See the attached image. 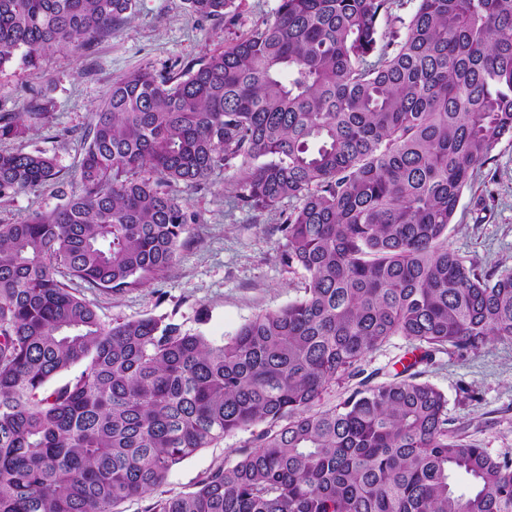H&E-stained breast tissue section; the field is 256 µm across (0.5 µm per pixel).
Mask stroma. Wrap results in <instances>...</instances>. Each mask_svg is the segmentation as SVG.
Masks as SVG:
<instances>
[{"mask_svg":"<svg viewBox=\"0 0 512 512\" xmlns=\"http://www.w3.org/2000/svg\"><path fill=\"white\" fill-rule=\"evenodd\" d=\"M278 0H234V23L202 21L185 0H137L135 14L86 52L67 49L39 57L20 56L0 67V109L23 111L31 91L41 92L47 116L30 124L19 146L54 156L59 176L76 190L74 172L82 157L81 133L113 80L129 71L156 70L200 60L243 32L271 20ZM493 161L474 176L457 206L448 245L478 258L483 270L512 269V140H500ZM235 166L218 168L200 190L173 186L194 214L175 263L160 277L111 294L79 288L101 320L167 317L208 340L222 342L258 313L300 298L305 274L282 265L284 241L274 226L292 201L271 211H253L235 199ZM61 202L56 184L0 200V224L23 221ZM423 379L448 399L450 426L492 454L512 457V342H491L463 356L437 354ZM251 434L240 431L201 449L174 469L161 486L176 495L194 491L213 468L232 463Z\"/></svg>","mask_w":512,"mask_h":512,"instance_id":"35a3bbf8","label":"stroma"}]
</instances>
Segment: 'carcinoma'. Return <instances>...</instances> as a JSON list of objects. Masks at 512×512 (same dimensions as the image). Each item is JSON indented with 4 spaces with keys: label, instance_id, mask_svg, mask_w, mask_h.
<instances>
[{
    "label": "carcinoma",
    "instance_id": "1",
    "mask_svg": "<svg viewBox=\"0 0 512 512\" xmlns=\"http://www.w3.org/2000/svg\"><path fill=\"white\" fill-rule=\"evenodd\" d=\"M234 22V0H186ZM136 0H0V67L87 51ZM279 0L274 18L179 75L112 81L74 174L0 152V199L57 182L63 203L0 224V512H120L198 450L256 425L231 465L144 512H512V458L448 430L418 364L512 342V269L448 247L474 173L512 139V0ZM30 121L45 117L30 96ZM27 126L0 113V141ZM236 198L282 215L304 295L216 344L152 316L103 323L72 288L122 293L176 260L201 189L235 159ZM392 336L390 381L360 363ZM82 369L50 389L56 376ZM356 382L338 403L322 396ZM417 2L415 0H393L391 15L388 18H383L380 24V30L384 34H386V38H384V42L388 40V36L391 32L399 30L402 32V26L399 22L400 19L407 21L413 11ZM383 41L380 43L383 44Z\"/></svg>",
    "mask_w": 512,
    "mask_h": 512
}]
</instances>
